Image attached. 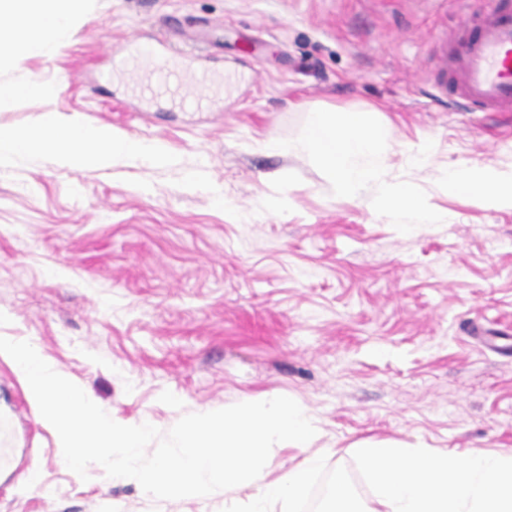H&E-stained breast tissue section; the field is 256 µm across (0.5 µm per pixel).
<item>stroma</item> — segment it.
<instances>
[{"instance_id":"35a3bbf8","label":"stroma","mask_w":512,"mask_h":512,"mask_svg":"<svg viewBox=\"0 0 512 512\" xmlns=\"http://www.w3.org/2000/svg\"><path fill=\"white\" fill-rule=\"evenodd\" d=\"M487 0H80L65 42L0 54V110L56 112L161 142L164 163L62 166L41 149L0 167V336L27 340L114 421L170 430L185 414L287 396L322 431L311 452L357 477L355 441L512 455V208L451 194L461 163L512 171V112L442 97L439 50ZM223 76L207 112L100 80L133 37ZM369 113L387 176L437 219L389 223L338 196L299 138L308 109ZM269 140L282 151L265 149ZM429 160L413 163L417 150ZM285 198L280 213L269 197ZM16 460L0 512H222L223 492L159 501L61 460L55 430L0 358Z\"/></svg>"}]
</instances>
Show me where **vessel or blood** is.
<instances>
[{
	"instance_id": "b4317fda",
	"label": "vessel or blood",
	"mask_w": 512,
	"mask_h": 512,
	"mask_svg": "<svg viewBox=\"0 0 512 512\" xmlns=\"http://www.w3.org/2000/svg\"><path fill=\"white\" fill-rule=\"evenodd\" d=\"M446 69L449 82L442 94L485 112H512V13L484 11L478 32L459 44ZM135 72L143 75L137 85L140 98L170 96L179 108L209 111L207 91L218 80L211 70L169 65L155 42L135 37L114 54L111 70L100 78L107 81L116 73Z\"/></svg>"
}]
</instances>
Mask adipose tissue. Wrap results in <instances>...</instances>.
Returning <instances> with one entry per match:
<instances>
[{
  "instance_id": "1",
  "label": "adipose tissue",
  "mask_w": 512,
  "mask_h": 512,
  "mask_svg": "<svg viewBox=\"0 0 512 512\" xmlns=\"http://www.w3.org/2000/svg\"><path fill=\"white\" fill-rule=\"evenodd\" d=\"M75 0H0V18H9L0 28V46L14 59L43 55L68 30ZM386 131L373 123L368 113L315 110L299 142L315 155L338 195L357 198L371 186L379 195L371 207L378 216L393 219L404 215L415 223L430 214L414 189L384 178ZM42 148L54 149L63 165L101 169L119 160L165 161L162 144H145L114 129L85 126L57 113L47 114L36 126L16 130L0 126V164L14 156ZM447 191L469 190L491 202L512 206V173L480 164L450 167L440 174Z\"/></svg>"
}]
</instances>
